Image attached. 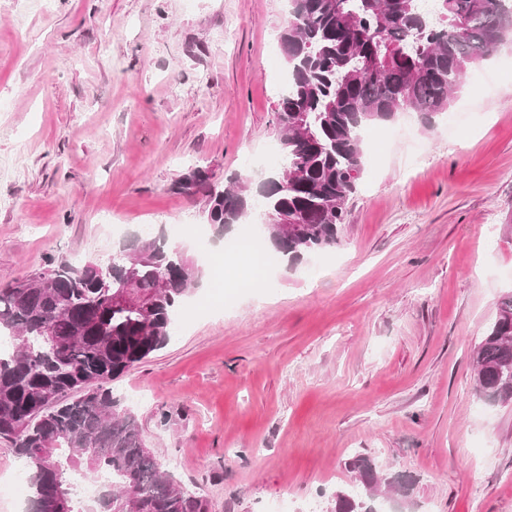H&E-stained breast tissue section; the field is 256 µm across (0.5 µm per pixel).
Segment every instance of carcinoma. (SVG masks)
Returning a JSON list of instances; mask_svg holds the SVG:
<instances>
[{
    "instance_id": "obj_1",
    "label": "carcinoma",
    "mask_w": 512,
    "mask_h": 512,
    "mask_svg": "<svg viewBox=\"0 0 512 512\" xmlns=\"http://www.w3.org/2000/svg\"><path fill=\"white\" fill-rule=\"evenodd\" d=\"M512 41V0H289L279 43L288 84L275 111L283 164L249 187H221L195 168L174 190L204 201L219 236L254 211L260 236L295 264L340 243L348 201L364 170L363 130L415 112L429 123L448 110L464 75ZM201 264L164 231L135 235L112 254V287L95 264L58 260L0 280V438L29 468V512H208L147 447L112 382L163 348ZM474 387L512 403V296L473 351ZM349 491L334 512H381V486L407 490L355 455ZM99 484L78 498L73 473Z\"/></svg>"
}]
</instances>
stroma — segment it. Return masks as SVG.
<instances>
[{
  "label": "stroma",
  "mask_w": 512,
  "mask_h": 512,
  "mask_svg": "<svg viewBox=\"0 0 512 512\" xmlns=\"http://www.w3.org/2000/svg\"><path fill=\"white\" fill-rule=\"evenodd\" d=\"M287 19V0H0V279L106 265L138 228L202 257V203L171 185L278 147ZM369 131L340 246L264 296L189 302L112 383L209 512H330L359 453L413 477L394 512H512V404L480 401L472 364L512 292V46L432 124Z\"/></svg>",
  "instance_id": "stroma-1"
}]
</instances>
